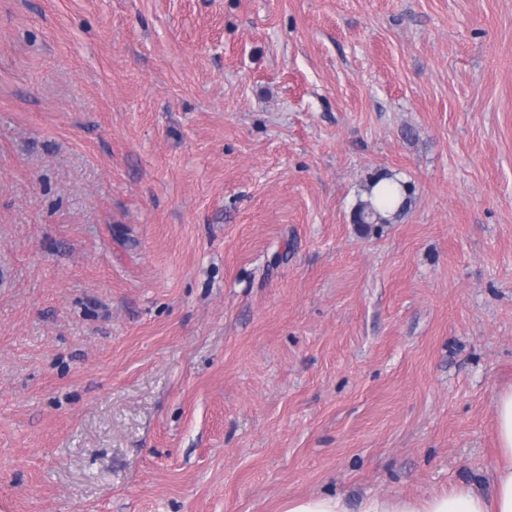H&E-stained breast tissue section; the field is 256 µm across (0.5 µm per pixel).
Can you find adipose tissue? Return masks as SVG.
Masks as SVG:
<instances>
[{
	"label": "adipose tissue",
	"instance_id": "adipose-tissue-1",
	"mask_svg": "<svg viewBox=\"0 0 512 512\" xmlns=\"http://www.w3.org/2000/svg\"><path fill=\"white\" fill-rule=\"evenodd\" d=\"M494 411L498 448L490 494L454 486L420 502L374 496L362 502L359 512H512V388L498 394Z\"/></svg>",
	"mask_w": 512,
	"mask_h": 512
}]
</instances>
